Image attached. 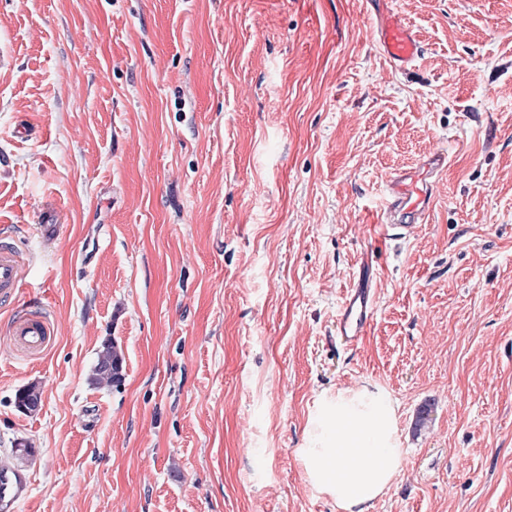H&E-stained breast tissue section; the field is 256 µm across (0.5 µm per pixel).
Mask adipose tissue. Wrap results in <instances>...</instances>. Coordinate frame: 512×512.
I'll return each instance as SVG.
<instances>
[{
	"mask_svg": "<svg viewBox=\"0 0 512 512\" xmlns=\"http://www.w3.org/2000/svg\"><path fill=\"white\" fill-rule=\"evenodd\" d=\"M402 450L394 404L383 388L337 391L298 452L307 481L342 512H367L392 480Z\"/></svg>",
	"mask_w": 512,
	"mask_h": 512,
	"instance_id": "1",
	"label": "adipose tissue"
}]
</instances>
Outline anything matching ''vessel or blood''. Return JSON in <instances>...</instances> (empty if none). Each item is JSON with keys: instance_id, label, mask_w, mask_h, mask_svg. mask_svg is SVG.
I'll return each instance as SVG.
<instances>
[{"instance_id": "b4317fda", "label": "vessel or blood", "mask_w": 512, "mask_h": 512, "mask_svg": "<svg viewBox=\"0 0 512 512\" xmlns=\"http://www.w3.org/2000/svg\"><path fill=\"white\" fill-rule=\"evenodd\" d=\"M379 40L392 68L406 71L423 53L413 31L400 23L381 28ZM448 162L445 149L428 154L416 167L394 173L387 181L388 204L377 220L381 238L407 239L425 222L433 197V178ZM23 280V261L13 243L0 240V303L15 300ZM375 313V296L367 276H360L349 290L338 311L336 327L346 344L360 340ZM53 327L40 312L21 311L14 315L8 336L13 350L28 358H38L48 350ZM29 477L16 467L0 460V512H12L19 501L27 498Z\"/></svg>"}]
</instances>
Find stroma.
<instances>
[{
  "label": "stroma",
  "mask_w": 512,
  "mask_h": 512,
  "mask_svg": "<svg viewBox=\"0 0 512 512\" xmlns=\"http://www.w3.org/2000/svg\"><path fill=\"white\" fill-rule=\"evenodd\" d=\"M390 12L424 48L406 73ZM440 146L425 224L375 240L386 179ZM1 236L55 331L21 357L0 306L15 512H337L297 451L366 386L403 453L368 512H512V0H0ZM379 40L392 68L406 71L415 66L423 54L413 31L401 23L392 22L381 28ZM367 270L368 265H364L358 285L346 293L338 311L337 332L348 345H353L365 335L375 313V296L368 283ZM122 362L117 345L112 339H106L98 353L90 381L98 386H110L122 381Z\"/></svg>",
  "instance_id": "obj_1"
}]
</instances>
